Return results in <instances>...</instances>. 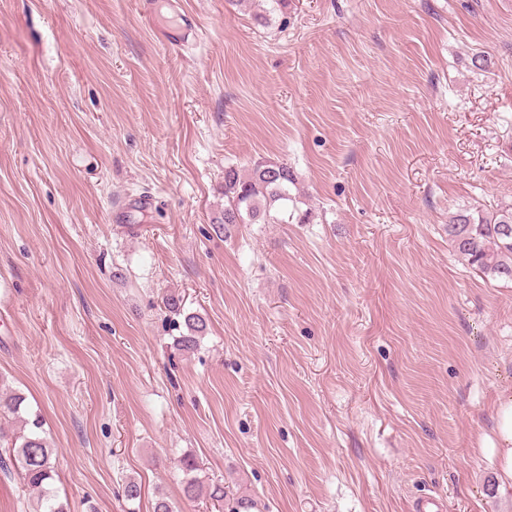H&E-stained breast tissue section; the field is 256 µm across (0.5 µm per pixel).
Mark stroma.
Here are the masks:
<instances>
[{"label":"stroma","mask_w":512,"mask_h":512,"mask_svg":"<svg viewBox=\"0 0 512 512\" xmlns=\"http://www.w3.org/2000/svg\"><path fill=\"white\" fill-rule=\"evenodd\" d=\"M182 6L203 43L164 44L150 0H0V383L60 502L128 512L133 479L138 512H512L485 448L512 281L444 230L512 203V0ZM261 159L310 223L218 232L225 167ZM189 454L223 506L183 496ZM35 504L0 473V512ZM184 324L188 330L187 336H181L178 346L184 351L193 350L198 343V338L206 330V322L203 317L198 314H184Z\"/></svg>","instance_id":"stroma-1"}]
</instances>
